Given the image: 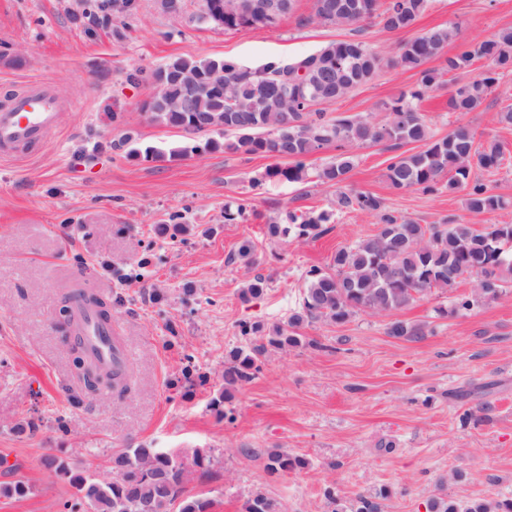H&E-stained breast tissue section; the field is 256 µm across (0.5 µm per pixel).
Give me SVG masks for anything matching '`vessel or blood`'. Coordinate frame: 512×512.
Masks as SVG:
<instances>
[{
    "label": "vessel or blood",
    "instance_id": "obj_1",
    "mask_svg": "<svg viewBox=\"0 0 512 512\" xmlns=\"http://www.w3.org/2000/svg\"><path fill=\"white\" fill-rule=\"evenodd\" d=\"M63 103L42 83L0 108V158L9 159L19 147L47 143L56 132ZM74 331L81 336L91 358L105 367L126 365L129 358L111 324L96 311L75 302Z\"/></svg>",
    "mask_w": 512,
    "mask_h": 512
}]
</instances>
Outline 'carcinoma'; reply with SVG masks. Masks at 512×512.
Masks as SVG:
<instances>
[{"label": "carcinoma", "instance_id": "carcinoma-1", "mask_svg": "<svg viewBox=\"0 0 512 512\" xmlns=\"http://www.w3.org/2000/svg\"><path fill=\"white\" fill-rule=\"evenodd\" d=\"M375 2L370 17L386 31L411 27L425 12L428 0H386ZM260 0H224V11L213 10L211 22L230 30L237 27H267L273 21L258 12ZM307 22L349 26L356 23L341 8L334 12L318 9ZM455 27H439L401 44L396 63L419 70L416 87L402 91L384 102L387 117L377 122L367 116L329 118L321 106L336 102L356 87L372 80L384 66V57L372 51L365 41L350 39L332 42L301 58L270 61L251 70L231 59L192 60L176 57L146 73L129 75L132 82L163 83V93L148 105L152 122L179 128L188 134L205 135L203 145L188 144L170 152L184 156L200 149L241 155H261L276 159L252 180L259 191L268 183L307 180L304 159L325 143L334 142L341 153L317 169L318 182L336 188V211L359 210L378 218L379 228L336 251L330 270L311 269L299 306L288 322L270 330L258 323H243L240 334L251 337L247 348H239L224 362V385L241 386L260 372L270 348L283 349L318 344L293 329L317 321L342 323L358 313L385 316L423 298L431 290L447 291L462 279H470L468 295L454 298L453 310L468 311L483 301L502 295L512 281V224H488L480 229L463 222L418 224L389 209L384 199L370 192L345 188L355 166L349 148L386 145L394 152L386 177L396 190L418 189L427 193L465 191V206L474 216L512 208V200L492 192L489 185L471 178L475 168L492 176L504 165V152L495 141H480L469 127L459 125L439 137L421 113L426 94L444 85L443 76L467 72L477 62H485L476 77L457 86L448 98L452 112H474L499 86L500 79L512 74V28L500 30L481 41H464L455 54L444 59L440 69L424 64L441 55L448 43L458 40ZM202 74L224 84V96L201 95L195 112L210 113L219 125L216 130L193 123L191 112H172L171 103L182 97L186 82ZM266 85L273 89L269 100L258 103L255 91ZM218 132L222 142L210 137ZM421 144L406 152L403 147ZM288 159V164L279 159ZM331 211L288 212L282 224L267 225V234L277 239H315L329 231ZM83 297L108 320L111 304L82 287L64 297L72 305ZM389 334L407 340L425 335L424 328L403 320L389 324ZM89 369L110 378L100 390L112 391L126 377V369L106 371L92 360ZM49 468L69 477L75 489L74 502L65 505L70 512H208L211 502L191 493L189 483L194 469L210 472L216 458L209 448L172 452L165 448H121L112 454V479L99 480L72 473L59 456L45 459ZM307 462L286 450L270 453L267 470L281 474L302 469ZM360 495L351 512H380L376 498ZM438 512H512V499L491 506L437 502ZM243 512H279L277 501L262 491L254 492L243 504Z\"/></svg>", "mask_w": 512, "mask_h": 512}]
</instances>
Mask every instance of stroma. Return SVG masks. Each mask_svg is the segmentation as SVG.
<instances>
[{
  "instance_id": "stroma-1",
  "label": "stroma",
  "mask_w": 512,
  "mask_h": 512,
  "mask_svg": "<svg viewBox=\"0 0 512 512\" xmlns=\"http://www.w3.org/2000/svg\"><path fill=\"white\" fill-rule=\"evenodd\" d=\"M100 0H0V105L47 84L69 103L60 130L45 146L0 161V484L22 482V498L0 497V512H65L73 499L66 478L47 470L56 454L74 470L112 476L113 449L128 446L212 449L213 474L194 479L209 512H242L260 490L281 512H331L387 490L381 512H428L431 500L492 503L512 498V287L496 301L453 312L470 280L432 290L393 317L423 326L413 342L389 336L390 318L360 313L343 323L298 328L308 342L269 349L262 370L232 389L218 418L208 403L224 386V361L243 346L240 322L265 329L297 308L308 270L327 269L336 251L376 233L375 216L336 212L325 235L287 242L266 226L286 212L334 210L335 188L315 178L251 190L270 160L200 151L161 161L127 156L118 141L170 150L187 141L178 128L151 123L142 109L149 84L130 73L174 57L231 58L256 68L273 58H298L353 38V28L310 22L315 0H296L275 25L227 30L196 20L199 0H182L180 17L154 0H134L116 16ZM443 26L462 39L483 40L512 27V0H429L408 29L367 24L363 40L388 58L378 76L325 105L328 116L372 114L417 85V71L396 64L399 45ZM465 73L450 74L426 95L422 110L437 136L463 124L499 142L504 166L488 182L512 198V127L497 121L512 104V75L478 111L452 112L448 96ZM348 188L373 193L420 224L444 220L476 227L508 221L501 212L471 217L464 192L427 194L393 189L383 146L356 148ZM252 198L240 224L224 208ZM186 230L172 235V222ZM253 262L239 257L244 241ZM263 276L261 297L242 289ZM122 297L112 323L130 353V388L70 405L71 358L55 328L63 296L75 282ZM203 382H179L186 363ZM39 421L31 430L30 421ZM285 449L305 468L280 475L267 455Z\"/></svg>"
}]
</instances>
